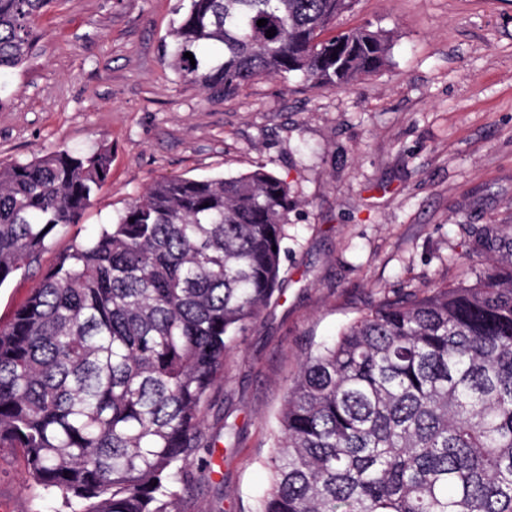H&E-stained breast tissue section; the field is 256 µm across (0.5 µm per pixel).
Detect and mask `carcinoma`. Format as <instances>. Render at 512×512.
Instances as JSON below:
<instances>
[{
  "mask_svg": "<svg viewBox=\"0 0 512 512\" xmlns=\"http://www.w3.org/2000/svg\"><path fill=\"white\" fill-rule=\"evenodd\" d=\"M53 2L0 0V75ZM358 2L187 0L162 60L213 100L261 76L349 85L391 41L370 24L320 39ZM111 164L103 145L0 165V286L79 222ZM296 207L262 166L162 178L62 255L0 329V451L67 512H179L210 470L224 358L283 296ZM484 242L512 252L492 228ZM270 442L253 512H512V265L381 298L306 358Z\"/></svg>",
  "mask_w": 512,
  "mask_h": 512,
  "instance_id": "1",
  "label": "carcinoma"
}]
</instances>
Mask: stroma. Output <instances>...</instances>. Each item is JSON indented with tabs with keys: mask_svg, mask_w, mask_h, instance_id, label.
Wrapping results in <instances>:
<instances>
[{
	"mask_svg": "<svg viewBox=\"0 0 512 512\" xmlns=\"http://www.w3.org/2000/svg\"><path fill=\"white\" fill-rule=\"evenodd\" d=\"M179 0H54L28 60L0 80V162L112 149L78 224L0 285V326L58 257L117 222L156 179H285L284 295L224 361L206 431L211 477L180 512H250L269 487L270 426L304 356L384 296L473 280L512 231V0H359L340 29L390 32L380 71L336 89L262 77L211 100L162 62ZM235 430L223 438L225 426ZM0 453V512H49Z\"/></svg>",
	"mask_w": 512,
	"mask_h": 512,
	"instance_id": "obj_1",
	"label": "stroma"
}]
</instances>
